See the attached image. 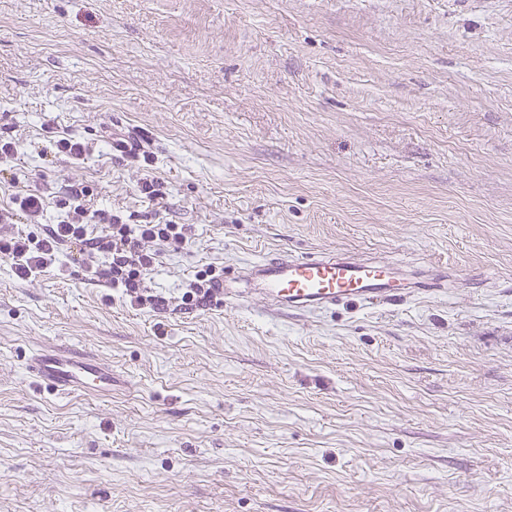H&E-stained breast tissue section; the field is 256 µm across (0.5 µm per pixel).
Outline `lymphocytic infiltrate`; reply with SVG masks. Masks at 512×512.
Wrapping results in <instances>:
<instances>
[{
  "mask_svg": "<svg viewBox=\"0 0 512 512\" xmlns=\"http://www.w3.org/2000/svg\"><path fill=\"white\" fill-rule=\"evenodd\" d=\"M84 186L70 187L57 224L44 235L21 234L19 224H37L44 217L40 187L16 194L0 207V259L9 262L17 278L33 282L62 258L80 263L92 281L121 291L130 302L141 304L149 291L159 246L187 248L191 230L184 224H133L119 211L92 208Z\"/></svg>",
  "mask_w": 512,
  "mask_h": 512,
  "instance_id": "f902f5d3",
  "label": "lymphocytic infiltrate"
}]
</instances>
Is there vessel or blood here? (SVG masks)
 <instances>
[{
	"label": "vessel or blood",
	"mask_w": 512,
	"mask_h": 512,
	"mask_svg": "<svg viewBox=\"0 0 512 512\" xmlns=\"http://www.w3.org/2000/svg\"><path fill=\"white\" fill-rule=\"evenodd\" d=\"M247 277L266 302L291 315L348 301L393 305L408 293L429 297L435 291L427 280L415 282L409 290L396 287L391 266L342 254L267 258L253 266ZM26 370L37 386L56 395L112 392L111 366L82 353L43 350L28 359Z\"/></svg>",
	"instance_id": "vessel-or-blood-1"
}]
</instances>
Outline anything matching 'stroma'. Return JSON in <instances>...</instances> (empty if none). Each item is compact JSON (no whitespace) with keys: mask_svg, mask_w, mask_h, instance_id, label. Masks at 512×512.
<instances>
[{"mask_svg":"<svg viewBox=\"0 0 512 512\" xmlns=\"http://www.w3.org/2000/svg\"><path fill=\"white\" fill-rule=\"evenodd\" d=\"M0 136V206L48 188L20 232L82 184L195 233L152 305L0 261V512H512V0H0ZM330 252L448 282L309 315L181 301ZM50 346L111 365V396L36 386ZM57 153L65 154L74 161H83L90 153L91 147L88 143L69 135L62 136L55 141ZM212 272V270H208L199 276V278L202 279H198V281L192 285L190 291H187L182 296L183 304H200L211 301L212 298L215 297L213 293L214 288H212V286L213 283L219 279V276H214Z\"/></svg>","mask_w":512,"mask_h":512,"instance_id":"35a3bbf8","label":"stroma"}]
</instances>
